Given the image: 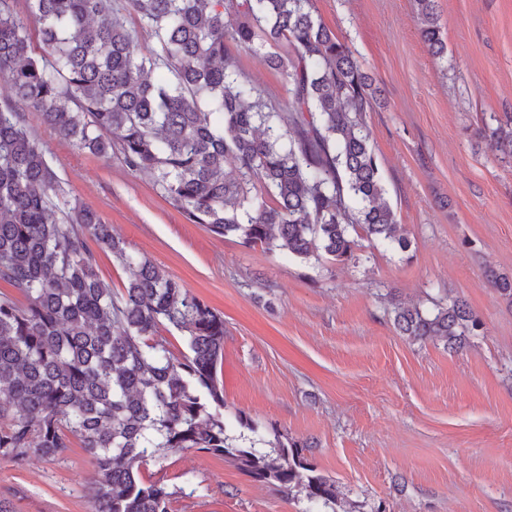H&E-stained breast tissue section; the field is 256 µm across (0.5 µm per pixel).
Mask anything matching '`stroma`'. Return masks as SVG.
I'll use <instances>...</instances> for the list:
<instances>
[{
    "instance_id": "stroma-1",
    "label": "stroma",
    "mask_w": 512,
    "mask_h": 512,
    "mask_svg": "<svg viewBox=\"0 0 512 512\" xmlns=\"http://www.w3.org/2000/svg\"><path fill=\"white\" fill-rule=\"evenodd\" d=\"M322 22L382 89L366 117L387 199L410 247L361 240L358 261L303 262L187 221L152 178L76 149L28 112L59 177L131 252L224 318V417L287 429L350 498L386 512H512V305L487 270L512 277V163L477 131L512 114V0H437L444 59L415 0H313ZM245 77L287 97L283 76L244 49ZM465 301L483 321L469 346L413 341L391 302ZM141 475L172 512H304L232 463L188 449ZM96 472L80 443L63 459L0 461L12 512H90Z\"/></svg>"
}]
</instances>
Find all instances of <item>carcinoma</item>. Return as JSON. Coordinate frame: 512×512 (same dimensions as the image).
<instances>
[{
    "mask_svg": "<svg viewBox=\"0 0 512 512\" xmlns=\"http://www.w3.org/2000/svg\"><path fill=\"white\" fill-rule=\"evenodd\" d=\"M46 55L0 0V77L18 103L79 150L152 174L157 193L193 224L303 261L358 260L357 237L409 248L384 200L366 114L377 89L313 0H31ZM432 56L447 44L436 0H416ZM135 14L157 48L137 49ZM239 20L234 30L224 18ZM235 42L264 52L285 79L273 98L245 78ZM480 134L512 161V115ZM132 275L117 292L95 249ZM0 460L55 461L76 438L97 479L91 512H172L173 492L141 467L196 448L252 480L317 506L363 512L306 455L309 440L246 415L224 422V317L136 257L99 215L70 197L26 113L0 108ZM512 303V277L489 273ZM393 325L457 350L483 328L461 300L431 310L397 303ZM182 333L174 354L161 330Z\"/></svg>",
    "mask_w": 512,
    "mask_h": 512,
    "instance_id": "1",
    "label": "carcinoma"
}]
</instances>
